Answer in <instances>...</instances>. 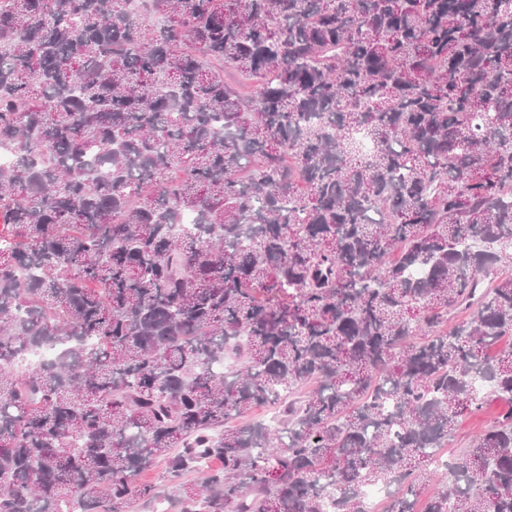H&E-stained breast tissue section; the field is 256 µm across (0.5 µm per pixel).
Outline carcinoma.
<instances>
[{
    "label": "carcinoma",
    "mask_w": 512,
    "mask_h": 512,
    "mask_svg": "<svg viewBox=\"0 0 512 512\" xmlns=\"http://www.w3.org/2000/svg\"><path fill=\"white\" fill-rule=\"evenodd\" d=\"M144 2L0 0V512H512V0ZM499 403L491 402L484 406L480 411L466 414L459 421V425L448 443V448H444L443 452L458 453L465 448L472 437L480 432L498 413Z\"/></svg>",
    "instance_id": "carcinoma-1"
}]
</instances>
